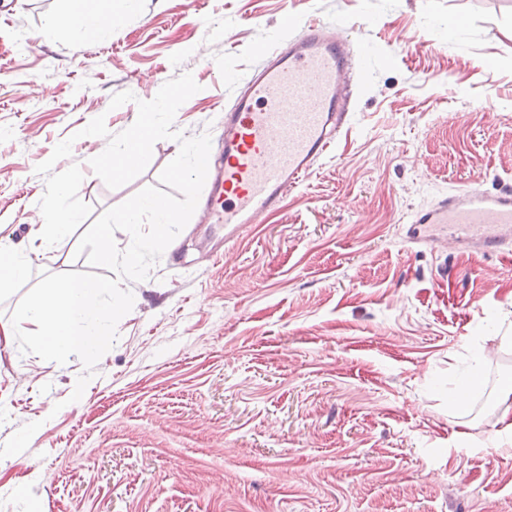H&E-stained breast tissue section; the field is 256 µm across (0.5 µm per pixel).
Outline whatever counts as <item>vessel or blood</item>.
Returning a JSON list of instances; mask_svg holds the SVG:
<instances>
[{
	"label": "vessel or blood",
	"mask_w": 512,
	"mask_h": 512,
	"mask_svg": "<svg viewBox=\"0 0 512 512\" xmlns=\"http://www.w3.org/2000/svg\"><path fill=\"white\" fill-rule=\"evenodd\" d=\"M342 27L315 24L260 65L224 111L221 151L205 208L215 223L258 224L313 171L349 123L348 94L362 67ZM442 225L449 244L498 252L512 243V185L472 186L448 194L410 219L409 241Z\"/></svg>",
	"instance_id": "1"
}]
</instances>
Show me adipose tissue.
Instances as JSON below:
<instances>
[{
  "instance_id": "ef3b65f1",
  "label": "adipose tissue",
  "mask_w": 512,
  "mask_h": 512,
  "mask_svg": "<svg viewBox=\"0 0 512 512\" xmlns=\"http://www.w3.org/2000/svg\"><path fill=\"white\" fill-rule=\"evenodd\" d=\"M132 0H67L66 9L56 16L52 27L65 28L84 38L103 34L107 25L123 20ZM79 185L77 176L65 177L52 191L47 221L32 226V240H57L79 217L67 204ZM104 288L95 283L58 280L43 288L39 297L20 322L0 326V341L12 345L22 334L33 336L50 358H60L71 351H88L99 337L111 334L112 313L100 296Z\"/></svg>"
}]
</instances>
